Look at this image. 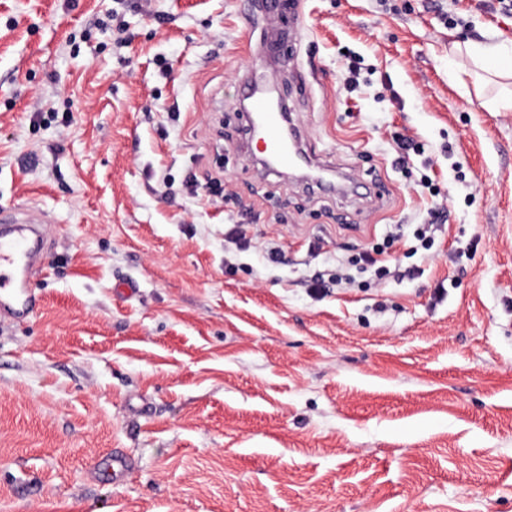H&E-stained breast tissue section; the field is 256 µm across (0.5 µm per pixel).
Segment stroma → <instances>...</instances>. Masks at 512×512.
<instances>
[{
    "label": "stroma",
    "mask_w": 512,
    "mask_h": 512,
    "mask_svg": "<svg viewBox=\"0 0 512 512\" xmlns=\"http://www.w3.org/2000/svg\"><path fill=\"white\" fill-rule=\"evenodd\" d=\"M275 26L299 42L270 49L247 0H0V208L50 220L38 308L0 320V512H512L511 90L452 52L512 42V16L279 0ZM272 50L289 65L252 68ZM254 73L362 193L261 172ZM392 234L407 275L373 282L350 260Z\"/></svg>",
    "instance_id": "1"
}]
</instances>
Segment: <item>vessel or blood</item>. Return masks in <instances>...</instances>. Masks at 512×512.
<instances>
[{"label":"vessel or blood","instance_id":"b4317fda","mask_svg":"<svg viewBox=\"0 0 512 512\" xmlns=\"http://www.w3.org/2000/svg\"><path fill=\"white\" fill-rule=\"evenodd\" d=\"M244 98L253 111L261 114L265 145L270 154L277 157L280 168L294 166L297 156L283 138L287 126L286 107L273 104L258 86H246ZM46 221L45 214L34 206L0 213V316L24 320L34 311L31 288L34 257Z\"/></svg>","mask_w":512,"mask_h":512}]
</instances>
